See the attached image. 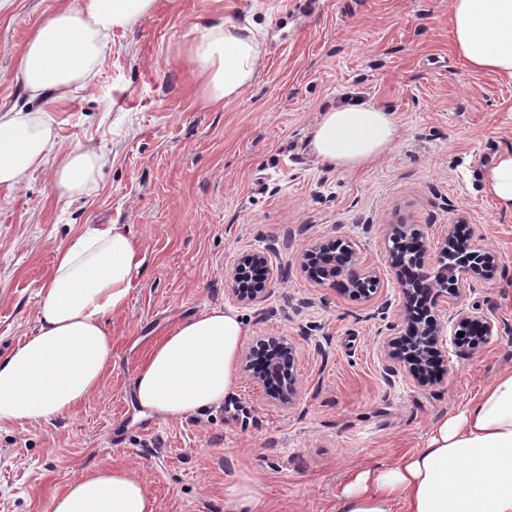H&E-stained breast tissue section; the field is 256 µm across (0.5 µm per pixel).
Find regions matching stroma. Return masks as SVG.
<instances>
[{"label": "stroma", "mask_w": 512, "mask_h": 512, "mask_svg": "<svg viewBox=\"0 0 512 512\" xmlns=\"http://www.w3.org/2000/svg\"><path fill=\"white\" fill-rule=\"evenodd\" d=\"M9 0L0 9V109L23 103L17 59L38 23L63 2ZM293 0H156L115 31L93 83L48 118L56 145L107 158L99 188L74 203L55 196L48 168L0 186V356L33 335L57 248L89 224H123L145 257L126 306L107 314L112 369L72 412L0 428V512H50L81 474L121 467L146 485L155 512H227L224 489L256 478L260 512H337L350 473L393 465L425 447L435 421L461 411L512 368V212L487 190L512 153V78L457 58L448 0H319L293 18ZM220 11L263 33L256 78L235 101H195L179 54L197 14ZM359 96L396 113L401 136L376 164L344 172L320 162L308 134L326 110ZM416 224L431 249L450 225L506 273L439 298L446 336L458 307L496 323L474 349L449 347L448 370L415 385L387 342L402 329L401 294L386 232ZM353 244L379 279L371 298L314 283L301 256L315 242ZM266 252L274 280L251 304L231 274ZM238 313L242 351L281 336L297 355L298 393L271 403L238 372L222 405L182 420L139 413L133 377L179 321L211 308Z\"/></svg>", "instance_id": "stroma-1"}]
</instances>
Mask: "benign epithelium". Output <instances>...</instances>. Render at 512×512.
Instances as JSON below:
<instances>
[{"label":"benign epithelium","instance_id":"1","mask_svg":"<svg viewBox=\"0 0 512 512\" xmlns=\"http://www.w3.org/2000/svg\"><path fill=\"white\" fill-rule=\"evenodd\" d=\"M389 266L401 293L403 332L388 341L389 356L404 363L410 379L419 386L433 381L444 369L448 350L444 325L432 314L440 297H456L467 282L494 277L498 264L471 242V236L458 230L448 232L432 261L424 233L411 225L391 224L387 231ZM310 277L354 296L370 295L377 276L358 270L359 256L349 243L325 239L315 243L302 256ZM274 279L273 267L262 251L243 254L232 273L233 294L241 303H253L265 297ZM457 324L483 338L493 335L499 325L476 308H458L450 315ZM263 368H255L250 355L242 359V368L264 388L266 396L281 405L291 403L297 394L293 367L296 351L283 337L270 338Z\"/></svg>","mask_w":512,"mask_h":512}]
</instances>
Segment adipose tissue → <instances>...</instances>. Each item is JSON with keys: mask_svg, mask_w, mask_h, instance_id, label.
<instances>
[{"mask_svg": "<svg viewBox=\"0 0 512 512\" xmlns=\"http://www.w3.org/2000/svg\"><path fill=\"white\" fill-rule=\"evenodd\" d=\"M155 0H85L44 18L24 45L18 76L29 108L0 110V185L14 187L51 168L58 198L92 196L103 154L57 150L47 119L77 88L92 84L113 31L149 15ZM455 54L472 70L512 77V0H449ZM182 52L198 100H236L263 58L254 24L220 13L197 15ZM400 137L395 113L370 102L324 112L310 150L344 171L369 166ZM143 258L122 224L85 229L56 252L33 336L0 358V424L40 423L72 411L99 388L112 366L106 314L123 308ZM245 327L215 307L179 321L136 370L133 394L144 414L181 419L221 405L232 390ZM51 512H154L145 484L124 468L72 480ZM339 512H512V369L500 372L457 414L432 426L426 447L395 464L354 472Z\"/></svg>", "mask_w": 512, "mask_h": 512, "instance_id": "adipose-tissue-1", "label": "adipose tissue"}]
</instances>
